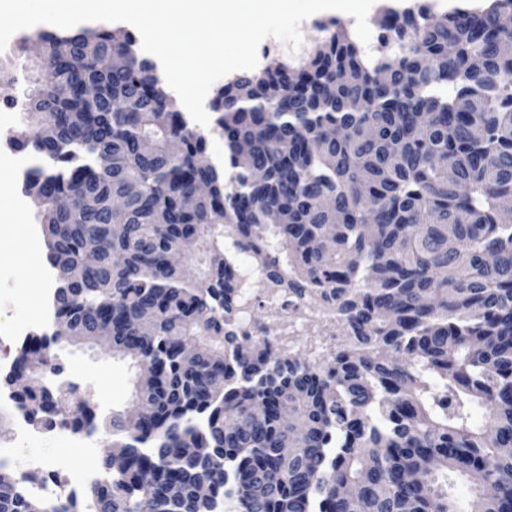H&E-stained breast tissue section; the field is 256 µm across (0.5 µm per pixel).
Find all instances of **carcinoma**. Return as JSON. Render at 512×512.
Here are the masks:
<instances>
[{"label":"carcinoma","mask_w":512,"mask_h":512,"mask_svg":"<svg viewBox=\"0 0 512 512\" xmlns=\"http://www.w3.org/2000/svg\"><path fill=\"white\" fill-rule=\"evenodd\" d=\"M379 26L370 54L333 26L217 90L227 181L133 34H34L18 147L37 161L23 190L48 260L75 275L54 312L141 374L142 413L112 416L118 467L101 461L87 512H220L229 496L241 512H457L458 479L472 512H512V0L386 7ZM174 245L206 272L170 263ZM242 254L262 287L335 308L343 346L286 353L251 320L266 294L246 290ZM46 348L18 357L16 404L93 435L86 403L65 414ZM0 512L81 510L26 496L0 464Z\"/></svg>","instance_id":"carcinoma-1"}]
</instances>
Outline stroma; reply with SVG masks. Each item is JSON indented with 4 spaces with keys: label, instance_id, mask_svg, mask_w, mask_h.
<instances>
[{
    "label": "stroma",
    "instance_id": "1",
    "mask_svg": "<svg viewBox=\"0 0 512 512\" xmlns=\"http://www.w3.org/2000/svg\"><path fill=\"white\" fill-rule=\"evenodd\" d=\"M39 49L33 41L19 40L0 51V63L12 67L10 78L0 81V113L12 115L9 129L0 130V150L11 148L13 138L28 131L31 120L25 113L24 94L39 78ZM47 258L45 243L22 236L18 226L0 223V356L14 361L19 348L6 339L4 330L13 321L35 315L41 306V267ZM52 355L63 372L74 374L76 396L87 401L98 416L97 448L87 451L58 442L30 444L18 448L6 464L14 475H34L43 481L45 465L62 472L98 469L103 450L112 443L113 414L134 409L135 370L129 361L114 355L107 343L57 344Z\"/></svg>",
    "mask_w": 512,
    "mask_h": 512
}]
</instances>
